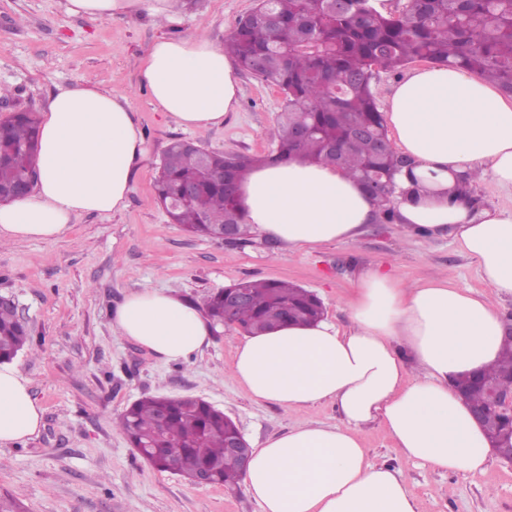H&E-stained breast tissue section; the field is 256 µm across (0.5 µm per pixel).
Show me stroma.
I'll return each mask as SVG.
<instances>
[{
  "mask_svg": "<svg viewBox=\"0 0 512 512\" xmlns=\"http://www.w3.org/2000/svg\"><path fill=\"white\" fill-rule=\"evenodd\" d=\"M184 2L167 21L142 9L92 20L66 13L65 0H0V86L12 107L43 111L58 88L78 84L121 92L147 146L121 212L82 215L52 241L0 240V296L15 302L31 337L16 363L43 409L37 435L0 446V494L24 512H260L244 487H201L144 460L114 425L144 396L203 398L252 445L304 421L340 424L331 402L297 411L252 399L231 376L243 340L234 328L171 363L119 336L112 315L136 291L167 288L201 304L242 280L290 281L315 292L326 318L347 330L357 283L375 267L407 286L448 278L512 318V298L495 297L449 236L374 222L357 240L294 252L255 236L243 244L193 237L168 223L153 181L169 143L185 135L207 150L266 156L282 102L276 86L243 71L239 107L222 126L186 134L163 118L139 80L152 45L196 30L224 43L256 4ZM363 437L372 464L404 475L416 512H512V465L497 457L481 473H447L404 457L381 422L368 424Z\"/></svg>",
  "mask_w": 512,
  "mask_h": 512,
  "instance_id": "1",
  "label": "stroma"
}]
</instances>
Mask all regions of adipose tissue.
Listing matches in <instances>:
<instances>
[{"mask_svg":"<svg viewBox=\"0 0 512 512\" xmlns=\"http://www.w3.org/2000/svg\"><path fill=\"white\" fill-rule=\"evenodd\" d=\"M137 4L173 17L179 0H66L68 14L109 19ZM160 112L179 127L223 125L238 106L239 79L221 45L190 33L152 46L140 73ZM401 153V224L450 235L497 296L512 298V209L482 206L459 178L479 173L512 193V99L469 72L444 64L410 71L386 101ZM147 150L127 95L97 86L59 89L40 129L39 182L0 204V238L54 240L85 213L122 211ZM252 233L301 251L361 235L375 216L355 180L321 163L255 169L240 185ZM350 331L322 320L247 337L233 379L255 400L288 409L336 404L341 425L302 423L253 449L242 481L261 512H415L404 478L367 458L364 427L381 422L410 460L443 471L480 472L490 445L452 381L494 364L502 320L490 300L442 276L411 287L364 274ZM114 327L161 360L201 352L213 328L203 309L171 291L145 288L116 309ZM43 410L12 362L0 363V446L26 440Z\"/></svg>","mask_w":512,"mask_h":512,"instance_id":"1","label":"adipose tissue"}]
</instances>
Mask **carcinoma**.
I'll list each match as a JSON object with an SVG mask.
<instances>
[{
  "label": "carcinoma",
  "instance_id": "obj_1",
  "mask_svg": "<svg viewBox=\"0 0 512 512\" xmlns=\"http://www.w3.org/2000/svg\"><path fill=\"white\" fill-rule=\"evenodd\" d=\"M239 68L276 86L283 96L276 150L254 158L208 151L176 140L164 152L153 190L169 223L210 238L216 228L248 225L225 190L224 177L242 181L258 163L291 160L341 169L365 184L385 185L373 197L378 220L396 221L394 175L412 169L396 152L373 92V80L416 60L467 69L512 94V0H405L402 7L379 11L374 0H257L241 17L224 46ZM310 128L307 137L297 127ZM39 121L30 109L0 120V202L11 188L38 171ZM196 190L181 200L182 188ZM249 299L235 312L237 329L261 334L286 323L307 324L324 314L320 298L283 281L248 280L234 284ZM205 310L212 323L224 322V290L211 293ZM29 343L27 325L10 306H0V362L10 361ZM512 370V343L483 375L495 379ZM165 417L158 425L159 417ZM136 451L159 469L175 462L178 474L196 482L208 471L212 484L227 488L241 478L238 462L224 447L236 425L202 399L145 397L116 422Z\"/></svg>",
  "mask_w": 512,
  "mask_h": 512
}]
</instances>
